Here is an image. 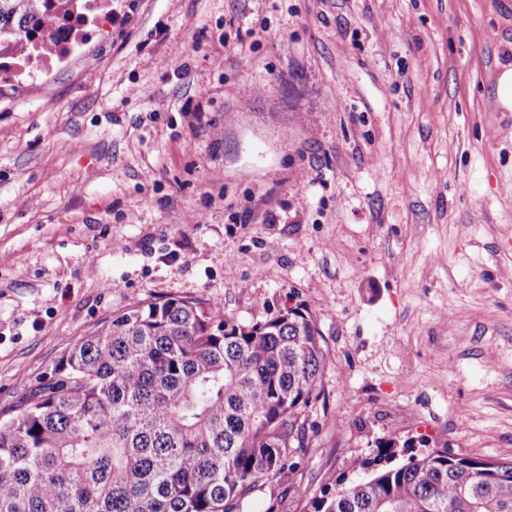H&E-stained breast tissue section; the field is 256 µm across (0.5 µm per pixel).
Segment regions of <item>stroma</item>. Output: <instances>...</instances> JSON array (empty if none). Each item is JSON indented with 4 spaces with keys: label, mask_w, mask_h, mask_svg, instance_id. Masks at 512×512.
Listing matches in <instances>:
<instances>
[{
    "label": "stroma",
    "mask_w": 512,
    "mask_h": 512,
    "mask_svg": "<svg viewBox=\"0 0 512 512\" xmlns=\"http://www.w3.org/2000/svg\"><path fill=\"white\" fill-rule=\"evenodd\" d=\"M109 10L0 83V408L134 301L299 307L308 448L243 512H313L382 441L511 460L512 0ZM91 31L85 26L78 24L60 25L51 35L52 41H55V51L53 57L45 59V65L51 64V61L63 60L71 51L74 44L81 39L83 35H90Z\"/></svg>",
    "instance_id": "1"
}]
</instances>
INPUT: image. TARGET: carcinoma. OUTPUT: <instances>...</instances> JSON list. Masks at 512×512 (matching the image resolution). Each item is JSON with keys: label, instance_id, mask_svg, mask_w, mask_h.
I'll return each mask as SVG.
<instances>
[{"label": "carcinoma", "instance_id": "1", "mask_svg": "<svg viewBox=\"0 0 512 512\" xmlns=\"http://www.w3.org/2000/svg\"><path fill=\"white\" fill-rule=\"evenodd\" d=\"M75 0H0V45L38 58ZM326 360L313 317L250 324L216 300L137 301L0 410V512H240L293 469ZM351 463L314 512H512V460L448 449Z\"/></svg>", "mask_w": 512, "mask_h": 512}]
</instances>
